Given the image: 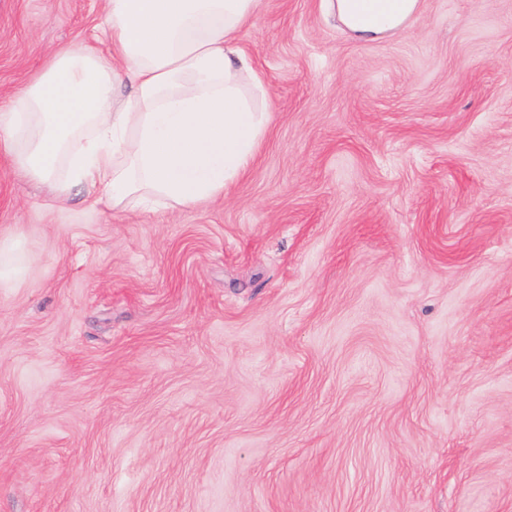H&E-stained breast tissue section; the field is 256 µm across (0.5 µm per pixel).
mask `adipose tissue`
Here are the masks:
<instances>
[{
	"label": "adipose tissue",
	"instance_id": "obj_1",
	"mask_svg": "<svg viewBox=\"0 0 512 512\" xmlns=\"http://www.w3.org/2000/svg\"><path fill=\"white\" fill-rule=\"evenodd\" d=\"M261 0H103L105 50L62 49L0 111L19 172L54 203L147 211L210 201L251 169L268 94L239 45ZM422 0H331L357 41L392 39ZM132 89L116 94L120 83Z\"/></svg>",
	"mask_w": 512,
	"mask_h": 512
}]
</instances>
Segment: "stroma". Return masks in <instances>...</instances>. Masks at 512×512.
I'll return each mask as SVG.
<instances>
[{
  "instance_id": "1",
  "label": "stroma",
  "mask_w": 512,
  "mask_h": 512,
  "mask_svg": "<svg viewBox=\"0 0 512 512\" xmlns=\"http://www.w3.org/2000/svg\"><path fill=\"white\" fill-rule=\"evenodd\" d=\"M101 0H0V106ZM252 171L51 204L0 130V512H512V0L358 43L261 0Z\"/></svg>"
}]
</instances>
